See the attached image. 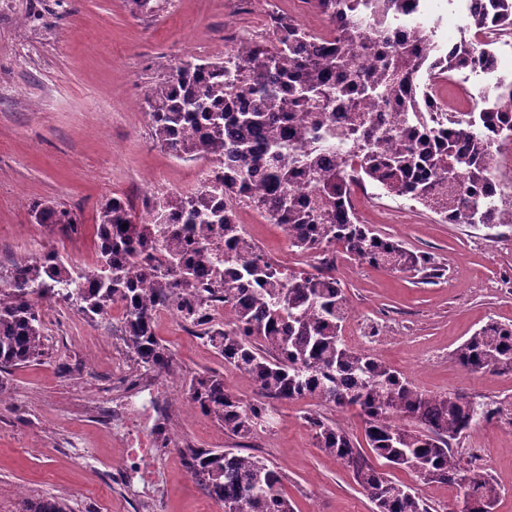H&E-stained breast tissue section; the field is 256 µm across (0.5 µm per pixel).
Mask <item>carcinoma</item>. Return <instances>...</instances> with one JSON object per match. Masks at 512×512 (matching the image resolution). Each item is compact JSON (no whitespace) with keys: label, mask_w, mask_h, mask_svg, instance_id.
Segmentation results:
<instances>
[{"label":"carcinoma","mask_w":512,"mask_h":512,"mask_svg":"<svg viewBox=\"0 0 512 512\" xmlns=\"http://www.w3.org/2000/svg\"><path fill=\"white\" fill-rule=\"evenodd\" d=\"M132 12L149 15L161 0H127ZM324 16L331 40L319 39L292 20L271 17V35L242 39L219 59L186 55L144 94L153 140L182 160L211 161L214 181L189 193L156 198L137 214L112 198L96 215L97 262L83 268L60 261L11 272L15 287L0 288V371L41 360L43 321L39 300L61 297L89 318L111 305H124L122 336L137 364L147 370L168 367L171 353L157 339L152 312L167 303L175 311L198 296L197 283L209 271L212 250L193 256L165 246L164 265L176 278L153 288H137L123 256L155 242L156 224H218L224 244L244 239L230 204L244 201L268 222L284 226L289 244L311 255L341 249L374 266L400 272L429 271L440 277L431 258L376 234L349 209L353 191L369 182L389 194L407 197L451 224H512V187L497 203L483 195L488 161L512 137L507 109L488 106L468 122L427 121L425 98L438 76L495 60L478 55L468 42L447 54L434 41L435 30L419 24L408 37L392 22L418 0H306ZM487 12L472 16L477 28L496 21L512 27V0H490ZM385 102L403 116L404 128L382 126L371 112ZM346 126L336 128V116ZM347 137L350 147L326 162L319 141ZM262 169L267 185L247 192V175ZM457 178L461 189L433 195L434 180ZM304 180L315 194L300 199L295 184ZM36 224H56L75 232L71 211L53 201L32 204ZM237 269L224 272L216 289L234 302L224 329L204 332L224 364L248 375L278 400L310 398L340 409L355 407L365 423L372 455L319 415L309 416L316 446L343 462L374 504V512H429L414 490L393 480L376 460L407 469L419 478L458 488L449 512H492L497 484L472 472L452 441L481 422L504 415L462 391L428 394L376 356L342 340L348 301L332 274L330 260L307 273L282 272L260 247ZM186 308V307H184ZM185 315L192 316L186 308ZM468 373H512V324L489 321L453 352ZM192 403L244 441L267 428L272 410L246 403L206 372L189 385ZM237 448H181L185 467L224 505V512H293L282 476L265 461ZM22 512H64L51 499L27 500Z\"/></svg>","instance_id":"obj_1"}]
</instances>
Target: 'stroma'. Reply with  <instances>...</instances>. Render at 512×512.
Listing matches in <instances>:
<instances>
[{
    "instance_id": "1",
    "label": "stroma",
    "mask_w": 512,
    "mask_h": 512,
    "mask_svg": "<svg viewBox=\"0 0 512 512\" xmlns=\"http://www.w3.org/2000/svg\"><path fill=\"white\" fill-rule=\"evenodd\" d=\"M424 6L439 44L463 37L457 0ZM275 9L311 29L323 25L296 0H168L152 16L132 14L126 0H0V277L50 236L32 222L34 202L53 200L76 215L78 233L57 246L87 266L96 259L88 227L105 200L137 205L153 192L195 189L204 159L179 160L154 144L143 95L185 53L216 58L232 36L267 31ZM353 199L362 223L431 256L441 275L426 280L337 256L334 275L351 308L345 342L422 391H461L512 409V375L469 374L452 356L488 321L512 323V224H450L387 194ZM237 220L281 268L312 270L314 257L291 247L253 207L239 208ZM121 316L116 306L91 320L70 306L49 307L42 360L0 378V512H21L24 500L45 496L66 512H142L143 491L131 477L141 462L127 458L95 413L154 377L123 344ZM154 329L172 355V430L198 448L234 447L236 437L213 418L188 416V385L216 372L241 398L256 400L253 381L226 367L208 338L172 312L160 310ZM272 406L273 425L250 451L280 471L294 512H372L352 472L316 447L306 421L321 415L361 445L359 412L310 399ZM459 449L498 485L494 512H512V427L480 423ZM153 466V512H223L177 451L157 449Z\"/></svg>"
}]
</instances>
